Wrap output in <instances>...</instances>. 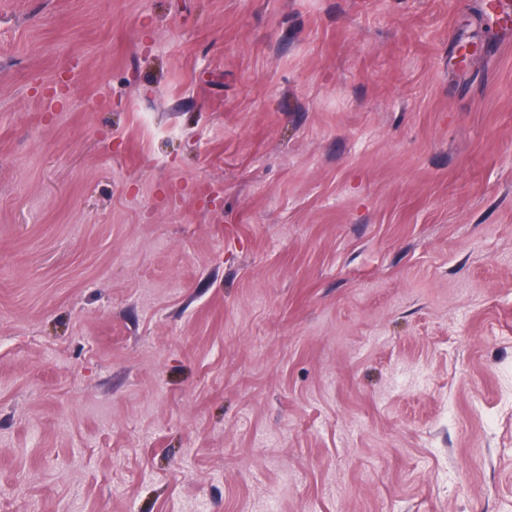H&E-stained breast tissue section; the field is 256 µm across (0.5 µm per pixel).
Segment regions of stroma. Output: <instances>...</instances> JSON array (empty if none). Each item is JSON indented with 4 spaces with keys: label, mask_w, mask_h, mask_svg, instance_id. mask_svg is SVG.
Here are the masks:
<instances>
[{
    "label": "stroma",
    "mask_w": 512,
    "mask_h": 512,
    "mask_svg": "<svg viewBox=\"0 0 512 512\" xmlns=\"http://www.w3.org/2000/svg\"><path fill=\"white\" fill-rule=\"evenodd\" d=\"M488 3L0 0V512H512Z\"/></svg>",
    "instance_id": "1"
}]
</instances>
